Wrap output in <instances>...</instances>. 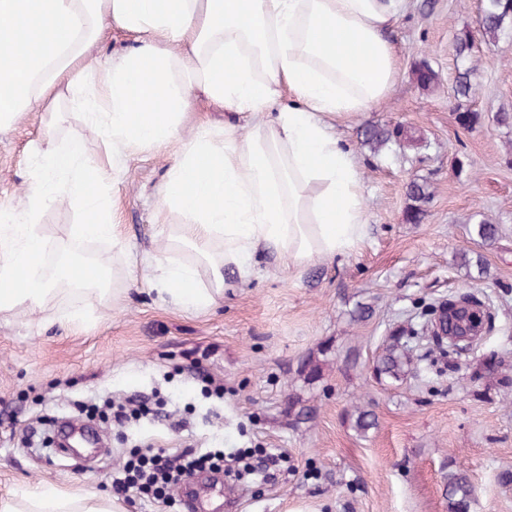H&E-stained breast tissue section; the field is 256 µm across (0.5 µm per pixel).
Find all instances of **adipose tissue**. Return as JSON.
<instances>
[{"instance_id": "obj_1", "label": "adipose tissue", "mask_w": 512, "mask_h": 512, "mask_svg": "<svg viewBox=\"0 0 512 512\" xmlns=\"http://www.w3.org/2000/svg\"><path fill=\"white\" fill-rule=\"evenodd\" d=\"M401 0H0V128L22 112H53L70 100L113 157L137 146L175 147L162 194L186 216L168 232L153 279L186 308L224 294L225 268L240 279L264 252L302 272L314 256L343 254L367 234L362 186L329 118L361 112L393 85L397 64L387 34ZM131 33L125 54L87 63L109 24ZM197 89L224 105L223 137L180 133ZM287 107H280V98ZM247 119L250 135L235 134ZM36 183L21 216L0 224V313L46 302L78 282L96 300L110 295V272L82 254L63 253L45 274L51 241L34 231L43 212L64 203L85 214L81 241L117 239L107 200L108 171L78 142L47 135L34 144ZM193 260H185L184 250ZM24 507L0 512H117L116 503L40 486Z\"/></svg>"}]
</instances>
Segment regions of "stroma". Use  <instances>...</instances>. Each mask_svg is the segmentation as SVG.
<instances>
[{"instance_id":"35a3bbf8","label":"stroma","mask_w":512,"mask_h":512,"mask_svg":"<svg viewBox=\"0 0 512 512\" xmlns=\"http://www.w3.org/2000/svg\"><path fill=\"white\" fill-rule=\"evenodd\" d=\"M480 0H402L390 34L397 75L388 95L362 112L334 119L332 131L352 149L363 183L367 238L347 253L312 259L293 275L265 257L248 281L226 269L230 287L207 309L189 311L158 295L150 258L164 245L162 227L185 216L161 207L171 150L140 148L113 159L112 144L69 104L59 112H25L0 130V206L21 212L38 159L33 142L45 132L79 141L85 153L119 174L108 195L130 256L107 240L91 257L122 272L114 300L83 293L56 297L42 310L0 314V499L46 485L67 494L112 495V477L135 444L150 439L177 448L188 436L224 450L277 448L288 457L274 482L225 480L228 494L203 492L205 512H448L446 477L468 475L473 512H512V400L497 382L512 378V29L495 43L478 30ZM472 43L457 58L458 38ZM437 74L435 87L415 81L420 62ZM472 66L480 89L458 103L452 85ZM183 134L224 126L225 109L190 94ZM477 115L470 130L461 109ZM371 125L401 127L417 147L390 142L380 151L361 143ZM428 185L414 201L412 184ZM418 220H411L412 210ZM497 224L495 241L480 246L468 228ZM80 214L59 204L45 210L37 233L72 244ZM483 256L484 280H471L460 254ZM470 291L495 315L493 329L455 373L429 383L411 373L398 382L376 370L388 337L414 318L420 302L438 303ZM86 311L82 322L64 312ZM316 361L317 376L305 365ZM201 364L224 383V398L205 395L188 374ZM154 396L175 429L146 416L125 427L102 424L110 454L97 462L32 446L39 419L80 420V404L131 394ZM299 401L304 414L289 411ZM375 416L366 433L355 410Z\"/></svg>"}]
</instances>
